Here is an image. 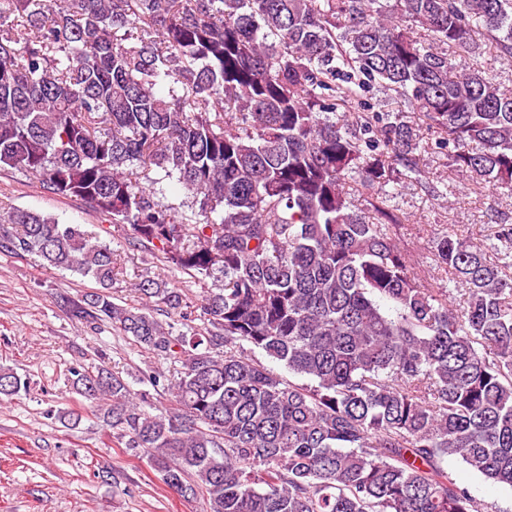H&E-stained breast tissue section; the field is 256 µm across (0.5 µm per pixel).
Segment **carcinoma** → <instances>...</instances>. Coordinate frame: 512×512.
I'll use <instances>...</instances> for the list:
<instances>
[{"instance_id":"carcinoma-1","label":"carcinoma","mask_w":512,"mask_h":512,"mask_svg":"<svg viewBox=\"0 0 512 512\" xmlns=\"http://www.w3.org/2000/svg\"><path fill=\"white\" fill-rule=\"evenodd\" d=\"M480 39L512 60V0H0V166L129 227L167 267L224 277L198 307L159 278L121 306L109 244L0 215L1 248L95 283L73 317L176 367L146 378L166 414L104 365L74 384L204 512H480L450 456L512 487V225L494 260L437 239L450 300L415 276L383 201L346 190L383 195L416 171L409 111L456 171L512 195V91L450 54ZM376 87L406 110H372ZM165 181L189 204L164 202ZM29 387L0 366V398Z\"/></svg>"}]
</instances>
